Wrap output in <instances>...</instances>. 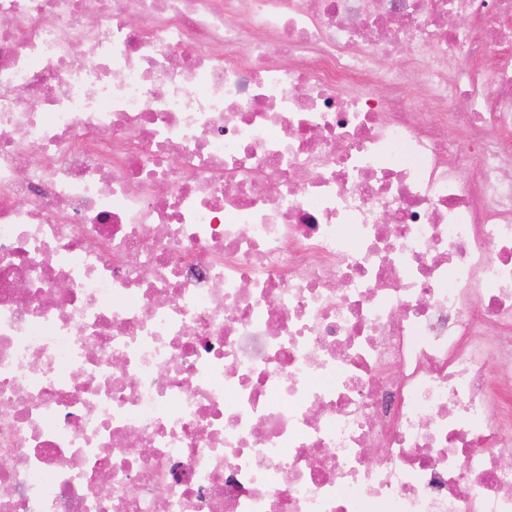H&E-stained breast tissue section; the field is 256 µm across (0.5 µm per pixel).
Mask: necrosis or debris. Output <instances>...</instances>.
Segmentation results:
<instances>
[{
  "label": "necrosis or debris",
  "mask_w": 512,
  "mask_h": 512,
  "mask_svg": "<svg viewBox=\"0 0 512 512\" xmlns=\"http://www.w3.org/2000/svg\"><path fill=\"white\" fill-rule=\"evenodd\" d=\"M494 40L512 0H0V512H512Z\"/></svg>",
  "instance_id": "1"
}]
</instances>
